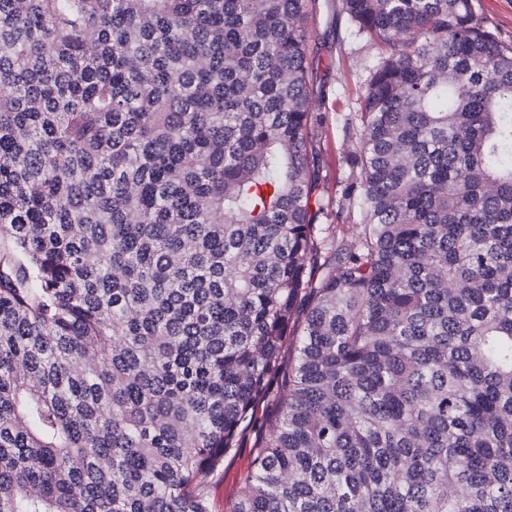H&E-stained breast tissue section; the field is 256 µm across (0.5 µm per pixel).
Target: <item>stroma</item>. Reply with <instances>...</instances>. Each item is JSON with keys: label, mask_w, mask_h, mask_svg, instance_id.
<instances>
[{"label": "stroma", "mask_w": 512, "mask_h": 512, "mask_svg": "<svg viewBox=\"0 0 512 512\" xmlns=\"http://www.w3.org/2000/svg\"><path fill=\"white\" fill-rule=\"evenodd\" d=\"M318 5L310 73L318 91L315 109L326 116L323 126L315 131L319 193L327 206L322 222L331 227L337 238L348 239L355 234L359 218L353 214L341 221L336 212L345 205L341 191L351 172L348 157L357 146L355 132L368 66L379 48L356 35L342 9V0H319ZM255 438V432H248L239 448L224 457L211 477L207 492L212 512H227L235 500L238 480L250 464Z\"/></svg>", "instance_id": "stroma-1"}]
</instances>
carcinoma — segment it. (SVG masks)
<instances>
[{"mask_svg":"<svg viewBox=\"0 0 512 512\" xmlns=\"http://www.w3.org/2000/svg\"><path fill=\"white\" fill-rule=\"evenodd\" d=\"M342 5L338 245L318 0H0V512H212L272 402L227 512H512V43ZM319 10L313 24V52L310 73L314 89L316 112H323L326 121L315 131L319 166V193L327 206L321 224H331L336 232V244L350 239L357 230L359 217L351 212L346 220H336V211L347 201L341 196L351 168L349 154L356 150L358 115L368 77V66L379 48L369 39L356 36L342 9V0H319ZM350 128V134L345 132ZM255 438V431L248 432L240 448H236L233 453L224 457L211 477L207 492L212 512H225L224 510H228L237 497L238 480L250 464Z\"/></svg>","mask_w":512,"mask_h":512,"instance_id":"1","label":"carcinoma"}]
</instances>
